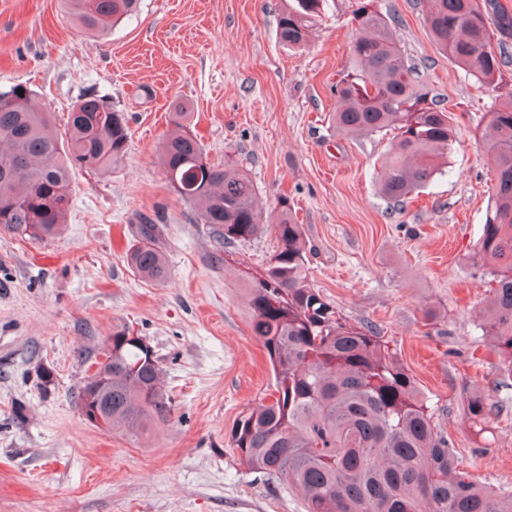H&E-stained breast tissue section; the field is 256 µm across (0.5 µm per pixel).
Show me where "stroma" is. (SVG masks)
<instances>
[{"instance_id":"1","label":"stroma","mask_w":512,"mask_h":512,"mask_svg":"<svg viewBox=\"0 0 512 512\" xmlns=\"http://www.w3.org/2000/svg\"><path fill=\"white\" fill-rule=\"evenodd\" d=\"M375 4L396 17L402 50L445 97L456 132L444 174L400 206L375 185L387 137L342 136L331 121L355 34L350 0H327L302 51L278 40L283 0H141L104 40L78 33L64 0H0V90L30 85L60 126L91 95L123 112L129 131L111 174L74 170L56 238L0 234V512H303L299 492L246 471L228 441L269 385L242 272L263 270L276 242L265 233L219 246L167 188L156 149L177 98L211 161L236 160L267 209L287 197L314 247V286L348 323L376 326L462 467L512 490V389L483 344L489 286L477 256L500 88L438 49L418 0ZM146 216L161 230L163 282L126 263ZM121 325L152 347L174 402L169 422L140 442L96 429L75 400ZM474 390L492 409L481 434L464 419Z\"/></svg>"}]
</instances>
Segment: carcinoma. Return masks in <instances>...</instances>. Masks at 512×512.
I'll list each match as a JSON object with an SVG mask.
<instances>
[{
  "instance_id": "1",
  "label": "carcinoma",
  "mask_w": 512,
  "mask_h": 512,
  "mask_svg": "<svg viewBox=\"0 0 512 512\" xmlns=\"http://www.w3.org/2000/svg\"><path fill=\"white\" fill-rule=\"evenodd\" d=\"M325 0H288L277 36L290 48L308 42ZM373 0H355L358 36L336 83V132L351 137L391 133L377 184L402 202L447 167L454 126L441 95L419 79L398 45L394 16ZM78 32L106 37L133 14L138 0H65ZM425 22L448 58L481 83H502L512 59L507 40L494 39L490 20L512 36V15L499 0H419ZM24 91L19 95L18 91ZM25 84L0 91V233L28 242L54 238L70 205L73 169L106 175L126 154L124 114L97 97L79 99L65 138L53 113L39 108ZM173 128L158 162L168 185L195 208L197 223L232 244L267 230L254 184L227 158L209 161L174 104ZM486 152L495 174L492 203L479 253L493 286L483 336L499 358L502 386L512 388V90L488 113ZM275 254L260 276L248 277L244 301L252 335L270 364L269 393L242 411L229 441L251 473L299 489L305 512H512V492L474 482L459 468L414 378L370 326L343 321L309 280L308 244L288 201L278 203ZM159 228L135 226L126 261L142 279L163 282L169 271L157 244ZM112 355L99 381L110 404L111 431L151 436L172 414L162 369L143 337L112 330ZM491 410L481 395L467 397L470 425L488 428Z\"/></svg>"
}]
</instances>
